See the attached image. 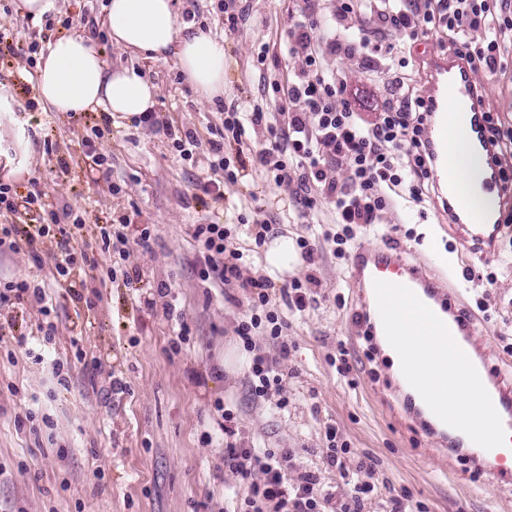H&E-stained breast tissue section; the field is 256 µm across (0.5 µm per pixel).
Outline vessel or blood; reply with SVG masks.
I'll use <instances>...</instances> for the list:
<instances>
[{"instance_id": "1", "label": "vessel or blood", "mask_w": 512, "mask_h": 512, "mask_svg": "<svg viewBox=\"0 0 512 512\" xmlns=\"http://www.w3.org/2000/svg\"><path fill=\"white\" fill-rule=\"evenodd\" d=\"M427 80L428 119L423 138L432 158L436 213L447 220L449 227L460 231L466 242L480 247L485 258H496L505 228L503 217L512 212V181L505 180L502 165L489 140L484 87L473 64L464 57L430 58ZM458 133L467 137L482 160L477 183L488 194L490 203L482 212L472 209L467 188L459 185L452 174L448 143ZM350 264L351 282L359 304L356 323L367 338L369 352L383 356L382 343L386 338L377 309L375 281L408 287L447 326L476 367L503 424L512 428V378H505L501 369L491 365L488 347L475 342V322L460 320L459 295L452 278L440 276L435 268L428 266L425 258L412 261L406 257L404 249L388 246L355 245ZM387 388L428 436L440 440L444 459H451L456 445L460 444L474 466L489 467L502 479L512 478V468L503 465L500 448L484 449L461 431L443 423L405 377L390 380Z\"/></svg>"}]
</instances>
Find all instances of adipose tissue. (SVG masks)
Listing matches in <instances>:
<instances>
[{"label":"adipose tissue","instance_id":"1","mask_svg":"<svg viewBox=\"0 0 512 512\" xmlns=\"http://www.w3.org/2000/svg\"><path fill=\"white\" fill-rule=\"evenodd\" d=\"M108 35L113 46L143 59L174 55L200 101L224 96V43L201 29L180 27L174 0H109ZM41 102L54 112L102 109L131 119L152 111L157 88L127 68L107 66L80 36L54 39L37 64Z\"/></svg>","mask_w":512,"mask_h":512}]
</instances>
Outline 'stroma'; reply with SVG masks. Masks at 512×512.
Here are the masks:
<instances>
[{
  "instance_id": "1",
  "label": "stroma",
  "mask_w": 512,
  "mask_h": 512,
  "mask_svg": "<svg viewBox=\"0 0 512 512\" xmlns=\"http://www.w3.org/2000/svg\"><path fill=\"white\" fill-rule=\"evenodd\" d=\"M244 16L235 31L224 28L217 0H177L178 24L206 27L223 40L226 51L224 99L198 101L173 58L144 60L112 46L107 30V0H57L53 27L24 18L14 0H0V24H18L25 34L46 40L80 35L89 38L109 66L130 68L158 88L157 118L198 131L192 156L172 148L164 132L147 124L112 118V132L95 140L104 165L87 160L80 140L101 125L97 112L55 113L38 104L25 59L0 58V96L8 114L0 127L34 147L28 167L11 185L18 194H47L59 204L84 212L87 227L98 224H148L150 250L129 244L125 266L136 275V288L116 281L99 288L85 279L79 298H71L54 278V246L39 257L28 252L0 256V278L38 274L46 289L55 326L52 357L66 362L67 385H59L52 366L19 358H0V512H234L245 485L224 467V443L216 402L237 416L252 445L296 449L298 472H315L323 493L335 500L351 496L360 458L375 462L373 492L362 512H385L389 500L404 497L407 512H512V483L475 471L460 458L442 465L439 451L398 407H380L373 391L386 381L390 367H378L366 356L351 318L355 307L349 283V262L333 255L324 231L338 232L327 204L298 212L295 188L275 185L252 162L262 140L252 137L226 148L230 159H243L237 182L224 186L219 203L204 202L196 189L210 176V135L230 105L251 111L272 95L269 80L287 82L301 62L288 54L287 30L302 0H243ZM394 42L409 49L408 82L423 75L420 59L443 54L447 31H433L410 43L403 32ZM268 48L264 67H257L261 48ZM505 67L482 72L486 105L512 126V42L504 50ZM326 65L347 76L346 95L359 111L370 112L386 96L383 74L362 69L355 60L330 57ZM35 108H28V101ZM68 161L62 172L60 161ZM201 222L234 224L236 246L243 254L241 280L264 278L263 247L257 246L251 224H266L270 238H301L315 244L314 263L298 261L282 288L294 279L315 275L316 303L287 313L288 355L281 359L286 409L275 401L256 405L248 386L251 354L235 328L251 311L241 288L205 287L196 275L197 244L193 227ZM356 240L397 243L419 255L436 241L459 286L467 308L478 296L489 305L478 327L490 342V357L502 352L501 337H512V264L497 267L494 283L465 280L466 270L483 271L477 257L462 249L453 231L435 215L420 216L417 206L397 199L382 213L379 224L358 226ZM168 283L166 297L146 306L145 296ZM175 315H168V308ZM184 313L192 335L180 350L172 343L175 319ZM42 315L35 306L0 305V322L16 332L36 335ZM347 349L352 371L338 374L335 362ZM50 415L54 432H33L17 424L28 412ZM334 425L350 444L347 472L325 462V428Z\"/></svg>"
}]
</instances>
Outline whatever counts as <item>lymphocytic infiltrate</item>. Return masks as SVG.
<instances>
[{"mask_svg": "<svg viewBox=\"0 0 512 512\" xmlns=\"http://www.w3.org/2000/svg\"><path fill=\"white\" fill-rule=\"evenodd\" d=\"M300 19L290 26L288 51L301 58L302 66L288 84L273 83V111L254 107L241 112L225 108L220 124L211 126V168L221 170L224 180L237 181L239 170L224 155L225 142L242 143L260 130L267 136L255 154V164L272 173L275 183L296 182L295 202L313 208L324 201L333 210L340 233L331 242L335 253H349L353 227L376 223L392 204L393 193L407 191L416 204L431 205V158L422 138L427 119L426 99L420 89L405 85L403 70L408 59L392 41L395 31L418 40L433 29L448 32L449 53L469 58L475 66L497 72L502 69L501 50L512 35V0H337L333 13L336 28L329 36L319 33L317 0H304ZM366 18L356 35H348L353 12ZM486 29L483 40H469V32ZM357 60L368 68L386 72L392 89L380 111L368 114L356 110L345 99L347 82L342 71L327 69L326 56ZM345 172L337 181V172ZM35 211V224L0 225V254L28 251L39 254L46 242H54L58 258L56 281L67 283L80 273L99 272L101 279L116 280L128 243L150 248L149 225L127 235L124 225L102 224L96 245H89L83 231V214L60 210L45 194L20 196L11 185L0 184V214L19 210ZM235 228L224 224L195 225L193 237L201 247L196 271L201 282L221 287L241 282L252 302L250 315L242 319L236 334L253 359L248 382L255 398L277 396L278 408L287 400L279 393L283 376L280 359L288 355L283 332L288 327L281 307L302 311L315 303L310 285L314 276L293 281L281 288V304H273L270 281H241V252L235 247ZM111 254L112 264L100 267L97 252ZM265 331L272 349L257 345L254 337ZM221 414L219 429L224 436V467L248 487L236 512H361L370 482L355 484L349 501L339 503L322 493L314 472H300L289 478L295 452L290 448L257 452L240 430L232 411L216 403ZM261 479H253L254 471Z\"/></svg>", "mask_w": 512, "mask_h": 512, "instance_id": "obj_1", "label": "lymphocytic infiltrate"}]
</instances>
